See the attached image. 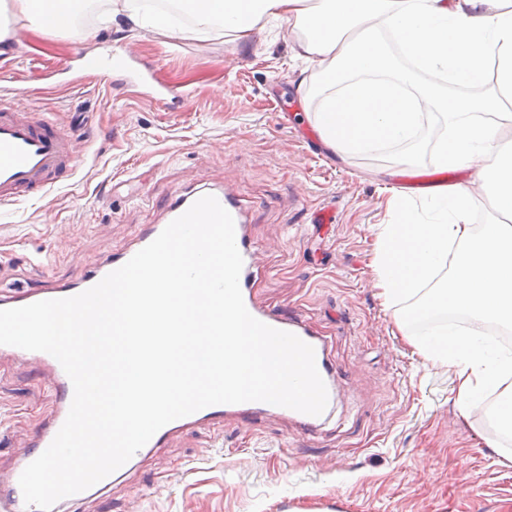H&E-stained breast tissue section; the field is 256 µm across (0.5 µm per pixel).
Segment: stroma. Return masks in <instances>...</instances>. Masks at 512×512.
<instances>
[{"mask_svg":"<svg viewBox=\"0 0 512 512\" xmlns=\"http://www.w3.org/2000/svg\"><path fill=\"white\" fill-rule=\"evenodd\" d=\"M10 24L0 97L52 113L78 161L44 197L0 207V297L78 284L180 199L230 187L257 248L256 299L325 340L338 391L313 430L275 412L180 429L78 512H512V464L500 456L512 437L490 417L497 394L460 416L454 369L412 345L441 320L413 323L419 297L389 304L373 286L375 228L391 222L392 194L427 209L429 195L401 183L437 169L440 112L425 110L412 142L341 159L315 132L317 65L297 58L287 23L245 43L216 30L164 37L121 16L62 32ZM123 53L129 72L90 67ZM56 401L34 365L0 355V471Z\"/></svg>","mask_w":512,"mask_h":512,"instance_id":"1","label":"stroma"}]
</instances>
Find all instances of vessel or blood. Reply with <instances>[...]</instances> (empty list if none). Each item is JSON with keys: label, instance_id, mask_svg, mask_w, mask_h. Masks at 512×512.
I'll use <instances>...</instances> for the list:
<instances>
[{"label": "vessel or blood", "instance_id": "vessel-or-blood-1", "mask_svg": "<svg viewBox=\"0 0 512 512\" xmlns=\"http://www.w3.org/2000/svg\"><path fill=\"white\" fill-rule=\"evenodd\" d=\"M76 165L73 144L65 133L58 130L51 118L34 117L16 111L13 103L0 104V205L19 201L38 194L55 184L63 174L72 171ZM219 203L231 214L235 223V240L243 258L240 274V288L248 311L263 323L297 335L311 345L315 351V361L322 377L329 400H336L337 392L331 374L325 341L313 335L302 321L281 316L271 309L261 306L253 296L251 274L256 266L255 250L246 233V215L239 199L231 193L219 191L215 194ZM163 230L156 224L139 234L132 251L124 252L110 262V269H117L138 251L152 242ZM103 278L102 273H94L75 286L48 285L23 298H0V309L16 308L42 300L66 298L77 295L96 285ZM10 353L44 368L48 382L57 395L55 409L34 435L31 447L20 449L16 464L10 469L6 480L0 482V512H38L36 507L26 505L19 485V477L28 464L39 457L50 445L63 425L72 402L73 386L60 363L50 354L27 351L18 347L0 345L1 353ZM272 404L246 402L240 404H217L205 407L191 415L176 419L160 428L147 443L155 448L161 439L185 426L211 421L226 415L248 419L271 412ZM130 465H123L92 487L60 499L54 505L56 512L84 500L111 492L114 480L123 478L130 472Z\"/></svg>", "mask_w": 512, "mask_h": 512}]
</instances>
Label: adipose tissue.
<instances>
[{
    "instance_id": "obj_1",
    "label": "adipose tissue",
    "mask_w": 512,
    "mask_h": 512,
    "mask_svg": "<svg viewBox=\"0 0 512 512\" xmlns=\"http://www.w3.org/2000/svg\"><path fill=\"white\" fill-rule=\"evenodd\" d=\"M195 30L213 28L239 41L265 24L288 22L295 51L316 62L325 96L317 130L337 154L372 153L412 141L421 107L439 109L450 131L437 144L442 168L472 170L494 217L473 229L476 200L468 187H444L422 219L402 194L392 196L390 224L377 227L375 285L394 302L433 285L422 311H462L512 327V156L498 137L512 124V0H192ZM388 29L429 77L415 90L378 34ZM457 93L439 95L444 84ZM481 87L478 95L470 87ZM443 284L435 279L441 270ZM426 360L454 368L461 408L500 389L494 422L512 431V355L482 337L446 329L414 341Z\"/></svg>"
}]
</instances>
